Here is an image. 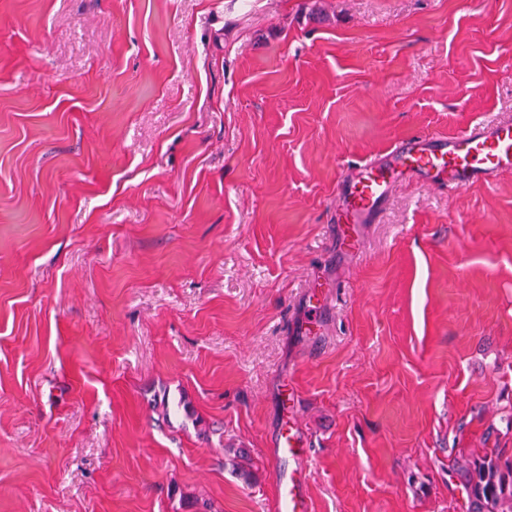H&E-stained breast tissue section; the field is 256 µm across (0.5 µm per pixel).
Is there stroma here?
Returning <instances> with one entry per match:
<instances>
[{
	"label": "stroma",
	"mask_w": 512,
	"mask_h": 512,
	"mask_svg": "<svg viewBox=\"0 0 512 512\" xmlns=\"http://www.w3.org/2000/svg\"><path fill=\"white\" fill-rule=\"evenodd\" d=\"M496 119L512 0H0V512H278L284 383L312 512H467L512 173L332 226L355 162Z\"/></svg>",
	"instance_id": "obj_1"
}]
</instances>
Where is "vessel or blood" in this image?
<instances>
[{
  "label": "vessel or blood",
  "mask_w": 512,
  "mask_h": 512,
  "mask_svg": "<svg viewBox=\"0 0 512 512\" xmlns=\"http://www.w3.org/2000/svg\"><path fill=\"white\" fill-rule=\"evenodd\" d=\"M511 171V120L480 123L453 137L413 136L398 141L385 155L355 163L343 180L336 237L346 247H356L355 224L381 210L396 185L395 174L464 188L491 183ZM309 448L308 439L292 424L282 427L273 442L280 512H311L306 485Z\"/></svg>",
  "instance_id": "1"
}]
</instances>
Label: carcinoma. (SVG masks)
Returning a JSON list of instances; mask_svg holds the SVG:
<instances>
[{"instance_id":"carcinoma-1","label":"carcinoma","mask_w":512,"mask_h":512,"mask_svg":"<svg viewBox=\"0 0 512 512\" xmlns=\"http://www.w3.org/2000/svg\"><path fill=\"white\" fill-rule=\"evenodd\" d=\"M457 475L468 497V512H512V460L499 454L472 457Z\"/></svg>"}]
</instances>
